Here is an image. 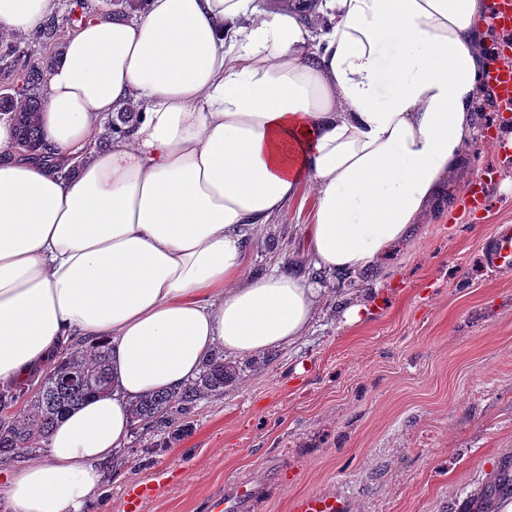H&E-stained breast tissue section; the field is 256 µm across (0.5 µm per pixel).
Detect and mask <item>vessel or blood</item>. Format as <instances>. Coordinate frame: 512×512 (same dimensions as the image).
<instances>
[{"mask_svg":"<svg viewBox=\"0 0 512 512\" xmlns=\"http://www.w3.org/2000/svg\"><path fill=\"white\" fill-rule=\"evenodd\" d=\"M488 20L499 38L491 46L493 62L484 82L502 114L512 113V0H491ZM483 260L494 272L512 270V225H498L482 247ZM257 492L234 485L223 500L224 512H252ZM344 503L328 495H302L293 499L290 512H344Z\"/></svg>","mask_w":512,"mask_h":512,"instance_id":"1","label":"vessel or blood"}]
</instances>
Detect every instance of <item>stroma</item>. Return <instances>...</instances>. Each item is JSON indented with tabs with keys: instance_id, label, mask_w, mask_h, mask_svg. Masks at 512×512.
Segmentation results:
<instances>
[{
	"instance_id": "35a3bbf8",
	"label": "stroma",
	"mask_w": 512,
	"mask_h": 512,
	"mask_svg": "<svg viewBox=\"0 0 512 512\" xmlns=\"http://www.w3.org/2000/svg\"><path fill=\"white\" fill-rule=\"evenodd\" d=\"M468 147L497 169L483 209L464 216L450 192L437 216L379 268L350 281L307 262L315 199L307 187L248 238V267L294 265L323 292L310 331L253 359L201 400L187 426L156 446L131 430L135 458L104 467L84 512H129L126 490H154L138 512H211L231 484L253 486L254 512L336 495L346 512H501L512 499V272L488 269L482 245L512 225V159L488 133L501 122L478 98ZM367 306L359 324L344 310ZM496 494H487L490 485Z\"/></svg>"
}]
</instances>
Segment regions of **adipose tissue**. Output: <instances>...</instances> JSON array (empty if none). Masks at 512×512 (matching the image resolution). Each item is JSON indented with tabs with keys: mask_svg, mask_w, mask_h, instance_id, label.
I'll list each match as a JSON object with an SVG mask.
<instances>
[{
	"mask_svg": "<svg viewBox=\"0 0 512 512\" xmlns=\"http://www.w3.org/2000/svg\"><path fill=\"white\" fill-rule=\"evenodd\" d=\"M54 0H0L28 31ZM325 16L313 35L305 14ZM489 0H147L87 11L46 76L45 149L0 121V387L41 374L79 338L112 347L118 389L56 426L45 456L0 468L11 512H82L127 441L137 396L194 379L216 347L294 343L317 283L247 276V235L307 184L317 270L376 269L468 167L490 62ZM245 16L246 27L229 26ZM128 133L97 129L130 95Z\"/></svg>",
	"mask_w": 512,
	"mask_h": 512,
	"instance_id": "obj_1",
	"label": "adipose tissue"
}]
</instances>
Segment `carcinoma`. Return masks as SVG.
Masks as SVG:
<instances>
[{
  "mask_svg": "<svg viewBox=\"0 0 512 512\" xmlns=\"http://www.w3.org/2000/svg\"><path fill=\"white\" fill-rule=\"evenodd\" d=\"M87 0H72L68 15L53 19L37 31V38L51 39L60 22L71 26L82 19ZM21 94L0 96V115L15 126L18 145L31 158L49 162L40 148L43 131L39 115L45 93V70L31 69L24 77ZM111 348L97 343L63 354L42 378L37 396L26 412L19 416L0 417V461L20 458L33 452L29 443L33 435L48 440L64 413L91 396L112 394ZM232 370L224 364V352L218 350L207 359L199 376L192 382L170 391L138 398L132 407L133 420L143 423L156 435H173L193 413L203 397L224 390Z\"/></svg>",
  "mask_w": 512,
  "mask_h": 512,
  "instance_id": "obj_1",
  "label": "carcinoma"
}]
</instances>
